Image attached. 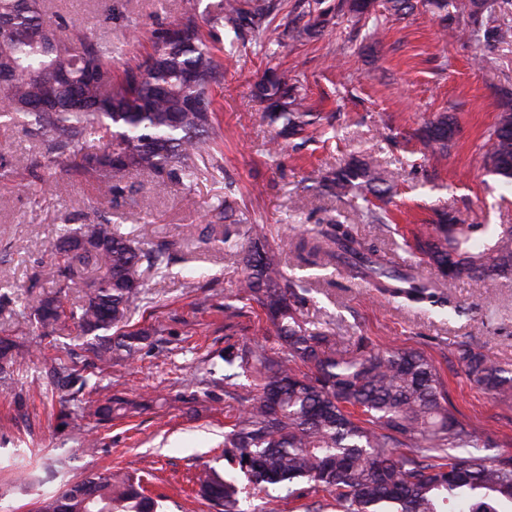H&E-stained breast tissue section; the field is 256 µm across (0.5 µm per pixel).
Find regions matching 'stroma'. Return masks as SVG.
I'll list each match as a JSON object with an SVG mask.
<instances>
[{
    "label": "stroma",
    "mask_w": 512,
    "mask_h": 512,
    "mask_svg": "<svg viewBox=\"0 0 512 512\" xmlns=\"http://www.w3.org/2000/svg\"><path fill=\"white\" fill-rule=\"evenodd\" d=\"M209 0H45L48 15L71 21L93 41L112 45L116 69L143 59L157 30L195 14L206 17ZM281 0L262 43L234 40L217 29L213 43L224 59V79L211 90L222 132L211 153L221 173L202 174L193 186L154 188L152 176L126 175L124 200L114 202L74 174H58L50 190L32 193L24 182L38 145L17 127H0V154L15 169L0 181V336L32 355L0 380V512H33L36 497L79 483L105 470L149 471V486L163 498L162 512H214L195 493L193 476L208 466L238 475L224 456V428L237 403L224 395V353L262 339L266 317L257 309L230 311L239 272L223 233L199 238L208 208L235 197L249 222L270 237L346 219L347 200L318 188L326 170L353 156H370L396 177L386 209L392 228L359 223L355 231L386 253L393 265L414 264L404 233L448 208L461 224H512V184L485 174L481 159L505 98H512V8L493 15L505 35L492 45L443 39L439 15L419 0L412 14L384 20L382 42L370 27L352 26L336 11L338 0H313L324 15L321 32L293 42L283 34ZM277 66L303 85L320 121L303 137L273 152L270 127L252 93L265 68ZM445 112L456 133L445 155L425 148L418 132ZM199 205L184 206L186 193ZM118 224L142 247L173 244L170 274H146L144 300L129 322L162 325L138 358L119 369L89 376L81 402L128 400L123 415L104 419L62 410L53 395V365L78 354L83 341L73 322L36 335L30 314L42 286L35 266L55 261L60 235L101 219ZM289 276L309 289L306 315L314 324L342 320L378 347L418 349L439 368L460 419L512 452V400L492 398L472 383L453 357L456 341L484 345L496 365L512 370V279L463 280L448 286L449 305L420 309L365 281H341L335 266L285 257Z\"/></svg>",
    "instance_id": "35a3bbf8"
}]
</instances>
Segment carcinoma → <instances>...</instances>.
Returning <instances> with one entry per match:
<instances>
[{"mask_svg": "<svg viewBox=\"0 0 512 512\" xmlns=\"http://www.w3.org/2000/svg\"><path fill=\"white\" fill-rule=\"evenodd\" d=\"M373 0H340L339 11L356 25L367 19ZM438 11L465 17L462 32L489 44L499 36L483 16L487 0H431ZM273 0H212L208 21L238 39L260 40L272 22ZM288 17L284 35L294 41L313 36L322 21L305 24ZM178 42L164 32L152 53L116 76L112 48L87 40L65 24L47 25L41 0H0V118L18 126L42 146L41 168L74 162L71 171L103 193L123 195L120 178L133 173L156 177L155 189L192 182L206 161L216 129L209 89L223 78L195 18L179 24ZM274 127L273 145L300 136L314 123L305 93L288 72L267 69L254 85ZM455 123L438 114L425 131L435 153L448 151ZM100 146L85 149L89 139ZM492 147L483 157L486 172L512 182V108L499 115ZM392 175L373 161L353 158L325 173L319 187L338 198L362 200L357 221L386 224L388 215L373 203L392 189ZM242 224L229 200L210 210V226ZM237 236L236 297L262 310L270 323L261 343L224 356L238 370L224 374V394L239 404L224 432V456L247 479L204 468L195 484L216 512H248L243 504L259 492L303 496L302 484L325 492L307 512H451L464 501L468 512H507L512 507V456L492 454L497 443L460 420L448 401L439 371L424 352L379 348L366 337L349 352L338 349L341 322L314 327L305 318L308 288L283 269L290 251L310 265L336 264L352 279L365 278L392 297L410 303H441L439 290L463 279L512 276V225L495 232L489 225L456 224L442 211L413 234L423 262L448 271L430 279L401 272L363 242L354 225L332 220L299 239L272 241L264 224H243ZM53 266H38L31 281L72 280L91 263L101 273L82 303L66 313L52 292L40 296L33 321L41 328L71 319L86 337L89 361L60 372L68 386H85L86 373L135 360L157 328H127L128 313L143 300L144 273L165 272L173 254L161 241L143 249L108 219L65 233ZM14 342L0 338V374L17 363ZM455 358L467 378L495 398L512 399V372L494 363L481 346L458 344ZM127 410L108 398L95 414ZM158 512L160 504L140 477L110 473L40 499L35 512Z\"/></svg>", "mask_w": 512, "mask_h": 512, "instance_id": "1", "label": "carcinoma"}]
</instances>
